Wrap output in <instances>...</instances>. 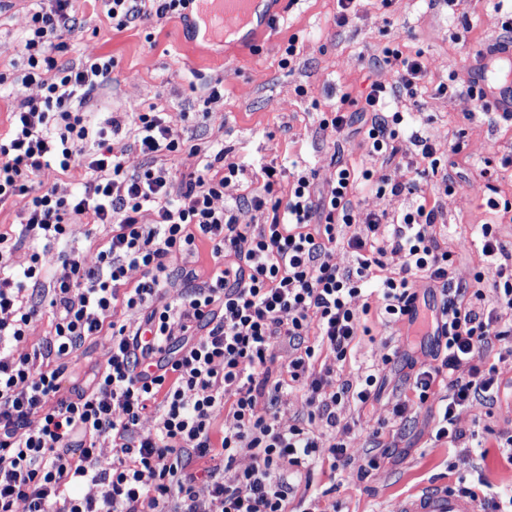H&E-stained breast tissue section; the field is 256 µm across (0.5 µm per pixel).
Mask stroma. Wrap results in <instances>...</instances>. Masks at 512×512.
Here are the masks:
<instances>
[{
	"label": "stroma",
	"mask_w": 512,
	"mask_h": 512,
	"mask_svg": "<svg viewBox=\"0 0 512 512\" xmlns=\"http://www.w3.org/2000/svg\"><path fill=\"white\" fill-rule=\"evenodd\" d=\"M48 0H0V132L9 124L17 84L24 68L20 40L31 12ZM336 0H288L261 51L245 52L234 44L193 39L176 17L135 19L116 28L100 0H73L74 34L57 53L62 65H78L112 55V79L89 97L93 120L109 112H142L148 107L167 113L174 132L186 145L215 152L247 168L305 160L316 183H325L335 158L371 168L374 178H410L409 165L420 149L407 145L403 160L387 165L369 157L357 128L342 134L321 130V113L335 111L342 95L359 98L371 82L394 85V71L382 65L386 48L421 52L428 70L417 99L400 96L398 108L409 113L412 130L427 137L439 155L455 141L465 144L463 156L451 158L458 186L444 194L440 176L419 184L421 196L438 201L443 241L455 255L452 276L470 279L480 263L468 247L477 225L497 224L498 236L512 248V222H498L488 204L480 170L485 158L512 157V127L491 110H480L469 93L467 60L477 49L505 36V10L498 0H359L346 23L337 24ZM297 38V54L282 65L289 38ZM452 82L450 92L439 84ZM218 99H211L212 90ZM207 119H198L201 109ZM368 335L361 337L341 367L342 378L376 375L380 393L366 408L349 403L340 411L350 428V458L345 469L317 465L308 486L297 496L317 500L321 512H387L390 500L428 483L457 484L472 478L477 461L503 493L512 492V469L502 467L498 449L452 447L434 442L436 410L413 406L404 418L393 415L395 403L413 398L410 361L432 362L433 337L408 331L405 323L383 324L369 317ZM501 390L480 414L462 412L461 429L481 425L494 431L512 430V357L494 358ZM375 455L378 466L363 481L356 473Z\"/></svg>",
	"instance_id": "1"
}]
</instances>
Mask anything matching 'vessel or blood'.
<instances>
[{
    "mask_svg": "<svg viewBox=\"0 0 512 512\" xmlns=\"http://www.w3.org/2000/svg\"><path fill=\"white\" fill-rule=\"evenodd\" d=\"M273 0H201L200 14L207 29L221 28L237 35L242 47L256 45L274 24ZM470 81L489 108L512 112V45L504 50L482 48L469 61ZM390 512H478L470 498L429 484L415 495L396 500Z\"/></svg>",
    "mask_w": 512,
    "mask_h": 512,
    "instance_id": "vessel-or-blood-1",
    "label": "vessel or blood"
}]
</instances>
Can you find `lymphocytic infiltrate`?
Masks as SVG:
<instances>
[{"label":"lymphocytic infiltrate","mask_w":512,"mask_h":512,"mask_svg":"<svg viewBox=\"0 0 512 512\" xmlns=\"http://www.w3.org/2000/svg\"><path fill=\"white\" fill-rule=\"evenodd\" d=\"M103 2L123 25L135 17L186 18L190 0ZM69 7L70 0H52L27 21L21 83L39 93L19 101L0 133V206L27 200L17 231L0 232V512H17L21 503L26 512H288L294 477L323 457L339 468L349 454L339 406L364 407L376 395L374 375L343 380L338 373L369 332L365 317L375 308L386 322L415 323L422 280L440 294L430 324L444 356L416 371L415 398L426 404L446 385L435 441L485 447L482 432H464L457 421L500 389L491 352L512 355V252L495 225H480L470 245L481 266L469 281L451 278L452 255L435 232L438 205L419 194L431 173L441 175L444 193L456 189L433 145L421 140V161L405 181H373L370 169L341 159L322 185L299 159L259 165L262 191L247 203L271 219L238 223L235 208L214 202L225 183L243 176L242 165L185 146L161 112H113L93 124L83 107L111 80L113 61L58 65ZM384 62L397 74L396 88L372 83L355 110L343 95L320 126L340 133L362 116L369 156L389 161L402 153L409 127L391 101L397 90L413 92L427 68L421 53L397 47ZM124 135L135 140L138 166L112 148ZM184 151L198 160L188 178L155 163ZM79 164L88 177L78 193L58 194L42 179ZM286 176L282 198L277 187ZM364 187L414 202L392 216L366 212L357 202ZM146 211L154 216L148 224ZM87 219L111 228L91 263L70 246ZM25 241L34 248L18 271L12 256ZM204 246L210 272L186 265V290L168 297L173 261L186 263ZM340 248L351 255L344 268L335 262ZM59 263L70 272L58 278L51 270ZM131 269L143 273L134 284ZM46 307L49 336L16 354ZM121 307L141 313L136 329L117 319ZM92 339L105 343L109 357L81 381L71 360ZM280 345L289 359L277 370ZM296 390L307 415L283 420L278 401ZM148 417L155 424L145 432ZM243 454L251 463L241 469Z\"/></svg>","instance_id":"1"}]
</instances>
